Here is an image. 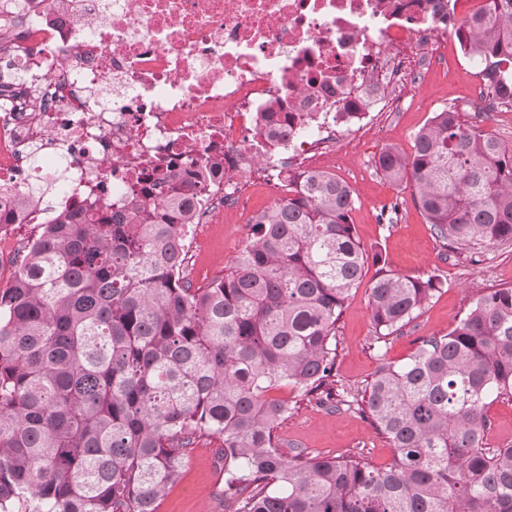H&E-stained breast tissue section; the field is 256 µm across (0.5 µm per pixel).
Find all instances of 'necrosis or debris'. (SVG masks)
I'll return each instance as SVG.
<instances>
[{
  "label": "necrosis or debris",
  "mask_w": 512,
  "mask_h": 512,
  "mask_svg": "<svg viewBox=\"0 0 512 512\" xmlns=\"http://www.w3.org/2000/svg\"><path fill=\"white\" fill-rule=\"evenodd\" d=\"M0 23V68L45 91L40 111L0 113V212L14 224L90 203L121 211L155 170L207 165L216 189L188 227L203 235L242 206L232 179L271 104L306 113L280 145L297 153L398 73V47L445 59L435 0H27ZM60 167L50 203L15 209Z\"/></svg>",
  "instance_id": "obj_1"
}]
</instances>
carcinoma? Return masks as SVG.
Wrapping results in <instances>:
<instances>
[{"label":"carcinoma","instance_id":"cac0c4a2","mask_svg":"<svg viewBox=\"0 0 512 512\" xmlns=\"http://www.w3.org/2000/svg\"><path fill=\"white\" fill-rule=\"evenodd\" d=\"M456 35L479 62L485 105L441 108L411 153L388 147L375 169L412 182L440 241L507 245L512 149L477 118L512 109V0H487ZM367 105L349 101L336 122ZM304 119L262 113L259 155ZM283 188L229 272L204 288L183 265L185 226L214 191L206 170L148 176L126 213L38 225L0 288V512H158L203 435L222 441L224 512H512V445L485 443L488 401L512 398V287L481 297L408 361L381 364L352 396L395 448L389 467L360 453H279L275 431L292 407L269 392L289 384L344 403L329 382L336 324L368 260L347 183L290 168ZM443 287L435 274L380 270L375 342Z\"/></svg>","mask_w":512,"mask_h":512}]
</instances>
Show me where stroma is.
<instances>
[{
    "instance_id": "1",
    "label": "stroma",
    "mask_w": 512,
    "mask_h": 512,
    "mask_svg": "<svg viewBox=\"0 0 512 512\" xmlns=\"http://www.w3.org/2000/svg\"><path fill=\"white\" fill-rule=\"evenodd\" d=\"M418 57L414 49H404L402 73L384 87L382 106L367 113L356 126L337 127L330 144L315 145L295 162L296 168L328 172L352 187L355 203L351 218L372 258L336 329V378L349 390L364 389L381 363L406 362L422 338L448 333L491 289L512 287V244L482 247L474 254L443 246L414 205L411 184H391L375 170V160L385 148L411 152L414 134L434 112L451 103L468 104L474 98L475 70L456 35L448 37L447 62L437 66L422 84L411 77ZM271 174V166H250L239 181L246 209L225 213L222 226L211 230L202 246L189 251L185 274L193 287L207 286L222 277L250 242L252 217L270 209L278 199ZM395 203L400 206L397 221H382V211ZM381 268L411 277L437 274L446 286L410 323L378 343L369 317V287ZM272 396L300 404L276 430L277 448L284 457L301 448L323 456L360 452L378 468L392 463L394 450L389 442L355 409L326 410L301 399L290 385L277 387ZM219 446V440L212 437L196 441L158 512H224L223 502L216 497L224 486Z\"/></svg>"
}]
</instances>
